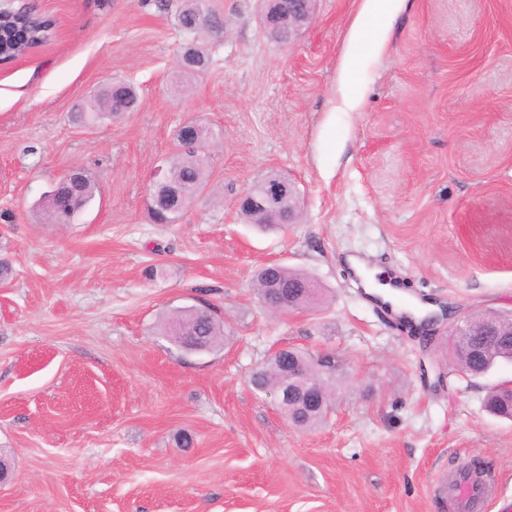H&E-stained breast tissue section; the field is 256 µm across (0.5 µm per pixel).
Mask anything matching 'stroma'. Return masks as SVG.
Here are the masks:
<instances>
[{
	"mask_svg": "<svg viewBox=\"0 0 512 512\" xmlns=\"http://www.w3.org/2000/svg\"><path fill=\"white\" fill-rule=\"evenodd\" d=\"M33 2L53 40L0 65V512H448L433 485L469 463L511 500L512 421L484 399L512 365L458 372L447 322L423 340L347 264L461 315L512 310V0H405L358 59L353 112L338 73L360 0H318L287 44L259 0H203L221 25L184 87L182 0ZM115 79L137 112L75 124ZM187 119L216 134L211 189L155 224L152 173ZM74 168L95 197L47 223L36 203ZM270 171L295 182L299 219L260 233L237 199ZM272 262L325 302L264 310L253 271ZM200 304L225 339L188 354L161 325ZM282 346L341 363L317 429L251 383Z\"/></svg>",
	"mask_w": 512,
	"mask_h": 512,
	"instance_id": "1",
	"label": "stroma"
}]
</instances>
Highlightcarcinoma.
I'll list each match as a JSON object with an SVG mask.
<instances>
[{"label": "carcinoma", "instance_id": "1", "mask_svg": "<svg viewBox=\"0 0 512 512\" xmlns=\"http://www.w3.org/2000/svg\"><path fill=\"white\" fill-rule=\"evenodd\" d=\"M181 29L190 37L180 58V74L189 75L202 72L209 63V54L200 40L201 34L218 26L217 19L204 11L201 0H184L178 13ZM55 21L48 15H35L26 11L6 16L0 21V50L3 57H16L21 51H31L50 41L54 34ZM137 107V94L127 82L115 80L107 87L84 102L83 110L76 120L85 126H94L102 120L115 121ZM212 174V157L209 146H194L186 141L183 132L175 138V147L163 163V180L149 189L148 213L155 224H176L186 213L193 200L209 184ZM71 179L60 180V188L44 195L38 206L45 209L51 223L58 224L76 219L93 199L96 184L85 173ZM246 222L262 231L282 228L279 224L281 207H269L257 214L251 209H240ZM253 279L258 295L270 288H280L288 295L290 308L294 312L300 309L314 308L325 300L324 292L314 288L311 277L285 265L272 264L255 270ZM183 323L193 330L195 339L210 350L224 339V319L211 309L201 312L197 309L183 308L169 317L163 326L166 336L177 348H182V339L171 335L172 326ZM295 362L305 374V378L317 383L323 390V406L315 411L297 399L288 405V421L305 430L320 426L333 409L336 394V367L324 359L306 351L291 350ZM448 357L455 367L467 376H482L501 363L512 362V337L497 338L491 336L483 347L475 351L459 340L452 341L448 348ZM252 381L261 391L272 392L285 386L293 387L294 381L284 374V367L274 359L263 363L254 373ZM486 410L499 418L512 420V390L501 386L489 392Z\"/></svg>", "mask_w": 512, "mask_h": 512}]
</instances>
